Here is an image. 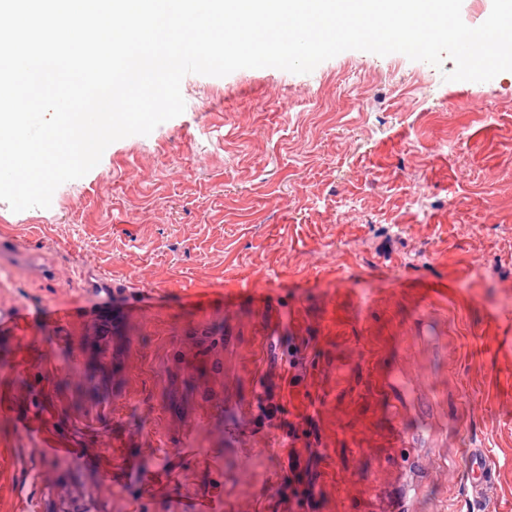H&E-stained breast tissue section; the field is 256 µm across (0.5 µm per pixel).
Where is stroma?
I'll use <instances>...</instances> for the list:
<instances>
[{
	"mask_svg": "<svg viewBox=\"0 0 512 512\" xmlns=\"http://www.w3.org/2000/svg\"><path fill=\"white\" fill-rule=\"evenodd\" d=\"M454 67L189 74L49 208L0 201V512H460L468 448L512 512V72ZM288 438H291V443L288 447V463H289V471L292 474V477H288V488L291 489V495L303 496L306 498H313V481L305 480V474L298 471V454L296 451L295 440L298 439V436L292 431L289 432ZM299 487H302L299 489Z\"/></svg>",
	"mask_w": 512,
	"mask_h": 512,
	"instance_id": "35a3bbf8",
	"label": "stroma"
}]
</instances>
